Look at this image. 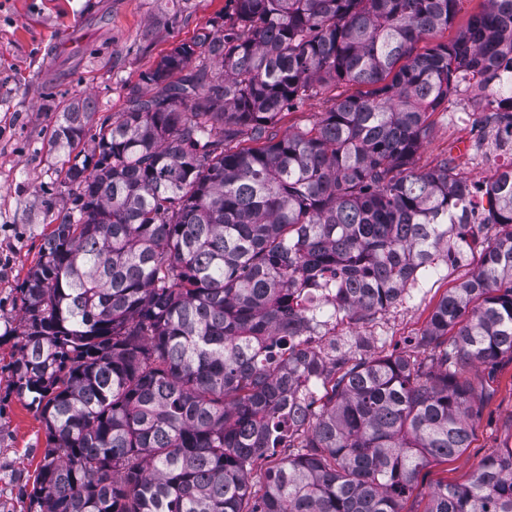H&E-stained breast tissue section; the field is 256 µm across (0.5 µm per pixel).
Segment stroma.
<instances>
[{
	"mask_svg": "<svg viewBox=\"0 0 512 512\" xmlns=\"http://www.w3.org/2000/svg\"><path fill=\"white\" fill-rule=\"evenodd\" d=\"M227 5L228 0H0V512H29L28 493L45 447L44 427L30 395L19 394L10 364L18 356L16 290L39 257L53 214L71 205L61 162L47 145L60 103L91 96L99 122L123 111L142 73L193 40ZM357 91L354 85L330 87L284 113L279 127L312 125L337 98ZM459 104V92H452L447 111L432 115L415 166L428 169L448 156L461 177L481 182L495 172L481 156L491 115L479 111L473 124H462ZM496 232L495 225H481L463 262L414 293L385 336L383 353L416 354V339L433 309L477 269ZM465 376L482 394L471 444L422 472L419 492L404 501V512H423L429 486L466 482L484 457L512 444V357H501L494 373L479 367Z\"/></svg>",
	"mask_w": 512,
	"mask_h": 512,
	"instance_id": "obj_1",
	"label": "stroma"
}]
</instances>
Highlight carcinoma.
<instances>
[{"label":"carcinoma","mask_w":512,"mask_h":512,"mask_svg":"<svg viewBox=\"0 0 512 512\" xmlns=\"http://www.w3.org/2000/svg\"><path fill=\"white\" fill-rule=\"evenodd\" d=\"M229 2L108 127L89 135L83 97L50 133L72 207L16 289L13 374L46 435L29 512H402L424 468L470 446L463 370L512 355V169L480 187L497 234L434 308L426 359L351 364L299 337L324 310L294 306L337 270L341 320L375 321L474 231L457 167L414 156L464 73L512 53V0L422 53L460 0ZM340 83L367 90L280 132ZM426 497L512 512V447Z\"/></svg>","instance_id":"carcinoma-1"}]
</instances>
